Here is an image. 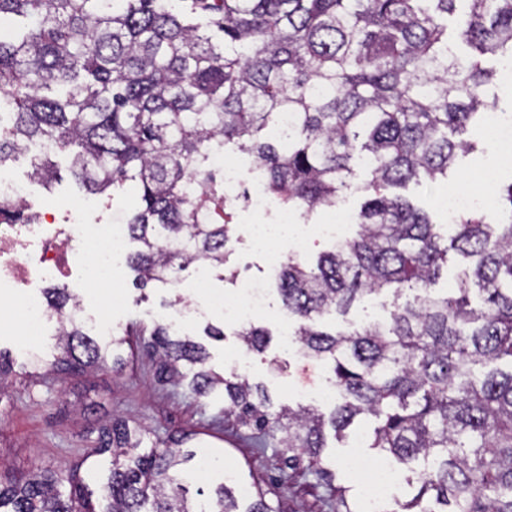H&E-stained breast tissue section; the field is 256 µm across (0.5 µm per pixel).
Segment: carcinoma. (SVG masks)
<instances>
[{
	"mask_svg": "<svg viewBox=\"0 0 512 512\" xmlns=\"http://www.w3.org/2000/svg\"><path fill=\"white\" fill-rule=\"evenodd\" d=\"M1 30L0 159L50 143L89 192L134 188L122 223L143 285L170 288L200 259L235 277L239 209L210 171L216 154L250 156L269 197L305 221L362 178L355 235L278 274L299 352L331 363L329 416L270 411L264 389L205 369V348L163 324L158 380L199 366L194 394L224 388L225 415L284 434L288 465L305 455L323 480L325 426L374 418L370 447L424 462L418 494L392 512H512V183L495 188V209L459 215L446 245L434 212L395 192L443 184L475 150L461 135L498 105L486 58H512V0H0ZM55 174L51 155L32 163L39 182ZM450 251L470 267L439 295ZM384 291L413 297L385 323L319 329ZM235 335L259 354L270 343L252 324ZM59 344L62 370L106 362L73 320ZM141 442L124 419L102 428L93 453L112 452V475L99 510L75 474L36 473L0 481V512H276L262 492L244 503L233 479L189 500L177 467L196 453L169 436L133 453ZM333 492L330 508L354 512L347 489Z\"/></svg>",
	"mask_w": 512,
	"mask_h": 512,
	"instance_id": "1",
	"label": "carcinoma"
}]
</instances>
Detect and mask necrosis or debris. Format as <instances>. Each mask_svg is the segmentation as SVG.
<instances>
[{
	"label": "necrosis or debris",
	"instance_id": "obj_1",
	"mask_svg": "<svg viewBox=\"0 0 512 512\" xmlns=\"http://www.w3.org/2000/svg\"><path fill=\"white\" fill-rule=\"evenodd\" d=\"M6 160H0V297L13 298L24 319V333L44 335L49 326H61L66 319H81L86 306L96 303L93 287L111 278L123 258L127 241L124 225L85 224L79 216L35 207L28 186L9 177ZM211 168L218 172L231 193L243 195L250 211H268L269 203L258 179L247 180L235 161L217 155ZM79 280L84 290L77 306L57 310L43 293L46 285L68 287ZM268 283L251 279L246 302L215 296L209 306L178 303L161 313V320L177 330L206 314L208 307L222 308L236 324L245 325L266 310ZM349 467L356 472L371 471L367 486L369 512H383L387 499L396 498L400 483L389 463L367 468L359 457H351Z\"/></svg>",
	"mask_w": 512,
	"mask_h": 512
}]
</instances>
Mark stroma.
<instances>
[{"instance_id":"35a3bbf8","label":"stroma","mask_w":512,"mask_h":512,"mask_svg":"<svg viewBox=\"0 0 512 512\" xmlns=\"http://www.w3.org/2000/svg\"><path fill=\"white\" fill-rule=\"evenodd\" d=\"M470 136L477 141L478 149L461 159L464 171L475 177L492 168L499 182L512 181V164L502 161L484 128H473ZM56 163L58 172L52 187H34L43 206L78 210L89 224L103 212L130 207V199L123 196L87 194L71 174L67 158L57 156ZM253 222V217L241 215L231 231L230 265L237 270L236 279H225L222 271H213L207 294L243 295L249 279L266 274L265 253L252 241ZM181 277L175 291L154 284L139 288L134 284V271L124 263L114 272L111 283L101 288L102 298L111 306L116 333L126 337L125 344L108 352L109 357L123 360L119 372L108 366L74 373L57 371L55 362L60 350L56 337L39 336L28 342L17 328L0 326V354L11 366L8 387L0 393V478L18 479L37 470L73 473L93 494H100L111 475L112 456L105 453L93 457L89 450L98 439L100 426L119 415L145 429L141 452L153 448L156 438L186 434L190 437L188 449L211 453L215 465L194 462L190 492L211 490L218 482L219 470L225 469L233 471L239 483L267 490V498L277 512H322L327 494L323 483L306 466L294 470L284 467L280 436L268 438L266 448H258L250 429L225 417L223 389L199 397L188 384L157 380V358L145 346L144 333L153 329L176 294L195 297L201 303L207 296L199 294L192 271H183ZM397 303L393 295H375L354 304L348 315L325 317L321 325L332 330L351 323L381 321ZM287 320L278 292H271L267 312L254 320L255 325L272 333L269 346L261 354L247 350L234 336V324L219 309L191 323L186 332L206 348L207 365L217 373L225 372L228 356H244L246 364L240 376L263 385L273 405H313L329 410L330 401L320 398L319 393L329 382L330 367L282 346L279 334ZM209 325L223 329L224 338L206 336L204 329ZM355 454L371 463L379 459L376 449L354 448L349 439L329 440L324 451L334 485L347 488L350 497L360 503L365 499V480L346 465Z\"/></svg>"}]
</instances>
